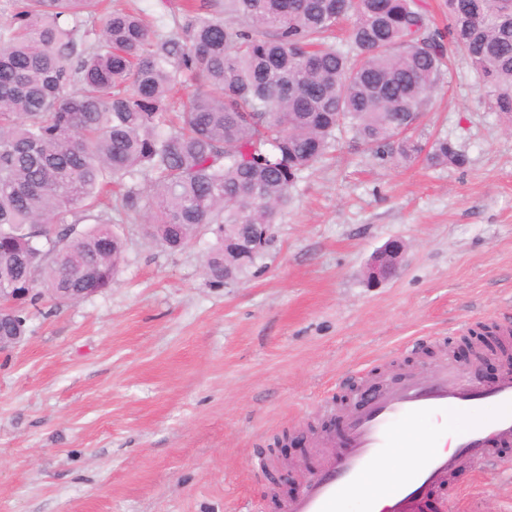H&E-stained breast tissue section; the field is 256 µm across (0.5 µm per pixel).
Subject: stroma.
I'll list each match as a JSON object with an SVG mask.
<instances>
[{
    "label": "stroma",
    "mask_w": 512,
    "mask_h": 512,
    "mask_svg": "<svg viewBox=\"0 0 512 512\" xmlns=\"http://www.w3.org/2000/svg\"><path fill=\"white\" fill-rule=\"evenodd\" d=\"M413 137L467 157L385 163L341 140L304 171L253 272L209 283L204 231L173 252L113 218L111 288L30 312L0 353V512H279L273 478L299 486L363 377L430 371L464 339L512 323V119L449 51ZM404 242L394 278L372 256ZM468 512H512V471L453 481ZM426 160L435 166L451 164L461 167L467 162L466 156L456 150L447 139L437 140L433 143L426 153Z\"/></svg>",
    "instance_id": "obj_1"
}]
</instances>
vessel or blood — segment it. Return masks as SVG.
Listing matches in <instances>:
<instances>
[{"instance_id": "b4317fda", "label": "vessel or blood", "mask_w": 512, "mask_h": 512, "mask_svg": "<svg viewBox=\"0 0 512 512\" xmlns=\"http://www.w3.org/2000/svg\"><path fill=\"white\" fill-rule=\"evenodd\" d=\"M331 454L283 504L284 512H343L356 497L362 512H425L439 497L441 512H457L443 496L451 474L466 464L512 467V371L492 381L453 358L399 383H378L345 415L341 440L320 437ZM410 451L411 463L387 477L380 462Z\"/></svg>"}]
</instances>
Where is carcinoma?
I'll use <instances>...</instances> for the list:
<instances>
[{"label": "carcinoma", "mask_w": 512, "mask_h": 512, "mask_svg": "<svg viewBox=\"0 0 512 512\" xmlns=\"http://www.w3.org/2000/svg\"><path fill=\"white\" fill-rule=\"evenodd\" d=\"M0 26V289L66 303L111 287L112 210L179 250L212 227L210 282L255 264L224 240L274 224L301 173L348 131L378 159L423 151L403 131L461 52L512 118V0H448L434 28L418 0H184L180 33L101 0H9ZM352 15L349 48L327 42ZM98 20L99 28L90 26ZM196 86L182 102L178 89ZM432 165L466 164L446 139ZM95 221L83 231L76 226Z\"/></svg>", "instance_id": "cac0c4a2"}]
</instances>
